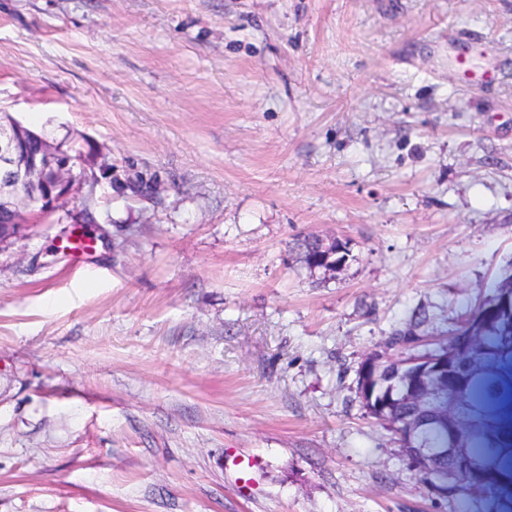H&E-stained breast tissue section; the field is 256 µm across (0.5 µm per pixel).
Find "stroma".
<instances>
[{
  "instance_id": "35a3bbf8",
  "label": "stroma",
  "mask_w": 512,
  "mask_h": 512,
  "mask_svg": "<svg viewBox=\"0 0 512 512\" xmlns=\"http://www.w3.org/2000/svg\"><path fill=\"white\" fill-rule=\"evenodd\" d=\"M0 110L97 182L0 249V512H482L356 371L512 269V0H0ZM57 247L70 257L75 266L84 265L94 248V243L83 231L82 226H77L65 241L60 242ZM313 251L318 254L322 262L321 268L329 272H336V269L344 266L347 261V256L343 259H336V238L329 240L318 238L314 243Z\"/></svg>"
}]
</instances>
